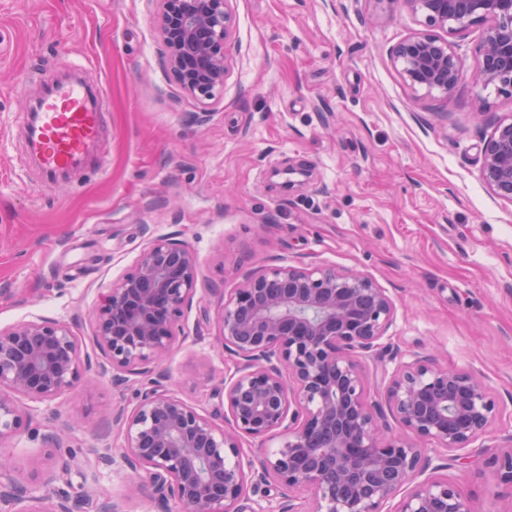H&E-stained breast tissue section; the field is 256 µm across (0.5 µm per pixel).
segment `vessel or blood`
Listing matches in <instances>:
<instances>
[{
  "label": "vessel or blood",
  "instance_id": "b4317fda",
  "mask_svg": "<svg viewBox=\"0 0 512 512\" xmlns=\"http://www.w3.org/2000/svg\"><path fill=\"white\" fill-rule=\"evenodd\" d=\"M106 91L56 77L43 79L27 109L26 139L43 186L52 187L90 163L105 129Z\"/></svg>",
  "mask_w": 512,
  "mask_h": 512
}]
</instances>
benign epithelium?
<instances>
[{"label": "benign epithelium", "instance_id": "7a95c632", "mask_svg": "<svg viewBox=\"0 0 512 512\" xmlns=\"http://www.w3.org/2000/svg\"><path fill=\"white\" fill-rule=\"evenodd\" d=\"M169 74L184 93L205 104L224 92L228 60L237 49L232 0H153ZM406 9L426 27L449 35L481 27L475 92L490 86L512 96V0H382ZM413 92L450 98L463 79L461 58L447 39L414 33L391 50ZM480 177L499 199L512 200V120L496 124L481 149ZM197 257L184 243L154 238L101 298L94 342L112 380L145 377L150 387L112 422L124 444L94 451L97 461L133 473L126 498L150 489L177 512H299L293 494H311L308 512H475L452 483L419 479L422 443L433 451L463 450L485 436L502 409L477 374L417 357L398 365L386 389L389 410L404 430L387 437L378 421L355 354L369 353L392 325L395 306L368 276L334 267L278 265L246 276L218 313L222 348L240 359L224 388L211 396L224 424L160 385L163 362L187 339L183 322L196 300ZM90 356L62 321L22 320L0 328V440L25 432L30 415L21 401L51 403L86 379ZM280 437L259 467L243 462L242 440ZM493 464L512 485V448ZM14 461L0 453V506L7 512H125L86 489L57 490L71 468L50 464L39 481L23 484ZM280 489L283 501L262 505L250 494Z\"/></svg>", "mask_w": 512, "mask_h": 512}]
</instances>
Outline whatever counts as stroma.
I'll return each instance as SVG.
<instances>
[{
	"mask_svg": "<svg viewBox=\"0 0 512 512\" xmlns=\"http://www.w3.org/2000/svg\"><path fill=\"white\" fill-rule=\"evenodd\" d=\"M233 0L235 39L223 94L200 105L169 79L151 0H0V327L49 317L95 354L102 294L150 241L169 236L197 256L211 309L246 273L288 263L356 270L391 296L396 316L360 363L371 394L418 356L481 374L504 408L460 467L434 451L433 475L476 512H512V489L488 462L512 442V200L480 179V150L512 97L461 81L455 95L413 94L392 48L420 25L380 0ZM107 88L101 165L55 187L37 184L25 110L44 76L84 59ZM302 166L288 191L273 173ZM175 348L167 388L204 404L235 367L217 322ZM140 377H95L51 403H26L28 432L0 441L30 480L56 416L72 417L57 458L121 447L112 410L134 406Z\"/></svg>",
	"mask_w": 512,
	"mask_h": 512,
	"instance_id": "35a3bbf8",
	"label": "stroma"
}]
</instances>
